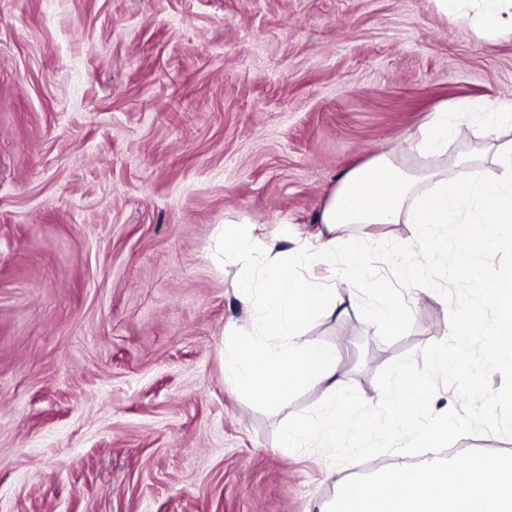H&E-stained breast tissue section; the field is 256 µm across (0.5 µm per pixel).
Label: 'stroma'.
<instances>
[{
  "label": "stroma",
  "mask_w": 512,
  "mask_h": 512,
  "mask_svg": "<svg viewBox=\"0 0 512 512\" xmlns=\"http://www.w3.org/2000/svg\"><path fill=\"white\" fill-rule=\"evenodd\" d=\"M508 99L512 36L434 0H0V512H319L367 467L279 451L323 387L265 413L226 382L247 313L212 230L311 247L339 177L382 154L495 178L512 127L485 135L479 109ZM445 103L468 104L461 132L423 157L411 137ZM307 276L344 304L305 335L369 404L381 369L449 335L431 289L385 343L332 265Z\"/></svg>",
  "instance_id": "1"
}]
</instances>
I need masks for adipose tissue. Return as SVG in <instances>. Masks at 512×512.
<instances>
[{
    "label": "adipose tissue",
    "mask_w": 512,
    "mask_h": 512,
    "mask_svg": "<svg viewBox=\"0 0 512 512\" xmlns=\"http://www.w3.org/2000/svg\"><path fill=\"white\" fill-rule=\"evenodd\" d=\"M447 15L463 18L468 5H476L485 26L512 35V0H436ZM459 131L452 113H434L412 140L414 150L438 153L448 147V139ZM494 162L499 168L493 180L484 179L476 168L466 177L450 180L432 169L409 170L388 155L345 173L337 188L320 209L316 221L325 225L328 235L314 248V262H328L336 253L333 231L339 224H413L423 237V249L412 266L421 270L425 256L436 254L448 226H455L459 239L479 248L507 230L512 244V146L497 150ZM459 270L479 282L482 292L497 300L498 322L495 336L508 337L504 354L512 353V272L501 273L483 265L461 261Z\"/></svg>",
    "instance_id": "adipose-tissue-1"
}]
</instances>
